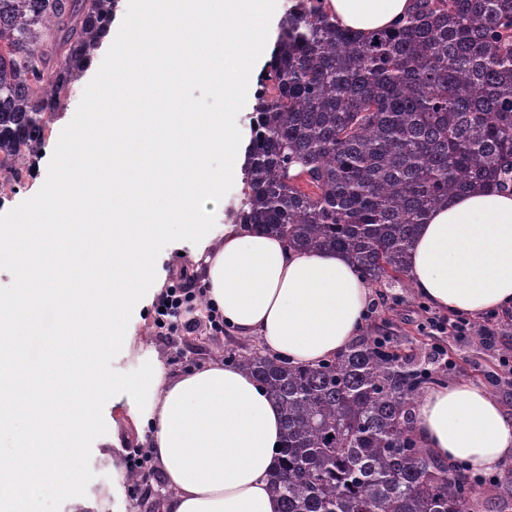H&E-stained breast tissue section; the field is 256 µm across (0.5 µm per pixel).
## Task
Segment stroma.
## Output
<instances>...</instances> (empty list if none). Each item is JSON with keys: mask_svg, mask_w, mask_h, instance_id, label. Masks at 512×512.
I'll return each instance as SVG.
<instances>
[{"mask_svg": "<svg viewBox=\"0 0 512 512\" xmlns=\"http://www.w3.org/2000/svg\"><path fill=\"white\" fill-rule=\"evenodd\" d=\"M122 34H114L111 42L101 49L96 73L82 76L71 88L63 109L55 116L48 136L39 152L30 158L28 172L20 187L0 198V225L16 224L27 213L31 197L55 178L57 170L53 157L59 144L78 128L100 133L91 114L93 101L106 100L112 85V71L121 65ZM164 77H145L139 82L144 99L155 102L157 110L177 112L182 107L202 113H221L225 100L213 89L212 82H192L182 89L181 100L167 99L163 92ZM244 192L243 176H231L224 182L221 198H203L199 202L202 220L207 224H227L241 206ZM157 266L156 288H167L173 274L179 270L194 272L196 268L195 243L173 233L155 239L152 247ZM154 299H147L130 318L132 336L118 346L99 350L97 365L100 382L93 393L94 412L80 435V452L72 465L80 479L81 494L93 503L92 512H139L135 499L122 497L120 503L112 501V482L118 468L126 467L127 451L136 447L138 437L127 415V392L113 389V379L136 376L141 369L140 357L151 350L163 368L172 374L180 373L213 361L227 348L251 350L259 343L251 337L236 336L229 332L215 333L208 327L203 309H195L197 325L193 331L178 330L162 336L153 325ZM424 301L416 293L400 286L381 285L375 289L372 304L374 313L365 324L366 333L384 330L399 342L409 343L416 353L429 355L432 337L422 329L425 313ZM512 347V319L500 320L497 348L485 350L477 339L449 340L446 348L456 362L453 381L470 380L489 385L506 414L512 416V385L493 384L492 378L504 375L498 362L500 350Z\"/></svg>", "mask_w": 512, "mask_h": 512, "instance_id": "obj_1", "label": "stroma"}]
</instances>
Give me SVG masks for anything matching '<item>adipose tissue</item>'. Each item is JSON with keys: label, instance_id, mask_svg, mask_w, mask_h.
Listing matches in <instances>:
<instances>
[{"label": "adipose tissue", "instance_id": "ef3b65f1", "mask_svg": "<svg viewBox=\"0 0 512 512\" xmlns=\"http://www.w3.org/2000/svg\"><path fill=\"white\" fill-rule=\"evenodd\" d=\"M413 0H327L337 23L358 35L391 28ZM275 0H146L119 17L124 58L141 67L150 36L168 25L192 34L199 19L210 32L204 51L184 49L182 72L216 71L215 88L233 101L241 87L256 89L250 56L268 46ZM128 75L113 84L112 139L74 133L58 156L73 160L111 151L113 224L96 233L94 201L73 206L53 182L34 199L23 224L0 225V264L28 267L55 246L71 281L106 274L111 288L58 300L52 350L58 366L42 376L28 346L46 331L36 314L20 316L18 299L0 295V434L15 446L0 456V507L27 512L30 500L52 489L82 507L80 483L62 459L75 452L93 400L75 380H95V357L85 342L103 346L130 337L127 315L154 281L155 238L178 230L199 245L204 302L239 336L258 339L266 353L295 365H314L345 351L359 336L374 290L341 252L300 253L274 235L238 224L202 225L197 200L221 197L224 176L207 160L223 153L228 170L245 163L246 149L230 121L201 112H142ZM85 233L70 237L65 227ZM416 293L437 311L479 316L512 308V193L480 186L431 211L407 259ZM134 378L113 380L134 398L129 418L147 426L144 443L170 492L166 512H281L269 490L282 419L265 390L238 366L221 361L177 376L152 352ZM415 432L443 460L490 471L512 458V417L482 384L461 381L430 388L421 398Z\"/></svg>", "mask_w": 512, "mask_h": 512}]
</instances>
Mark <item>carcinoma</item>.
Returning <instances> with one entry per match:
<instances>
[{"label": "carcinoma", "instance_id": "1", "mask_svg": "<svg viewBox=\"0 0 512 512\" xmlns=\"http://www.w3.org/2000/svg\"><path fill=\"white\" fill-rule=\"evenodd\" d=\"M119 0H0V194L21 183L62 96ZM241 224L300 251L339 250L370 282L411 287L417 227L489 179L512 191V0H414L359 38L325 0H295L261 79ZM283 417L271 487L281 512H512L414 431L448 369L362 336L312 366L224 350Z\"/></svg>", "mask_w": 512, "mask_h": 512}]
</instances>
